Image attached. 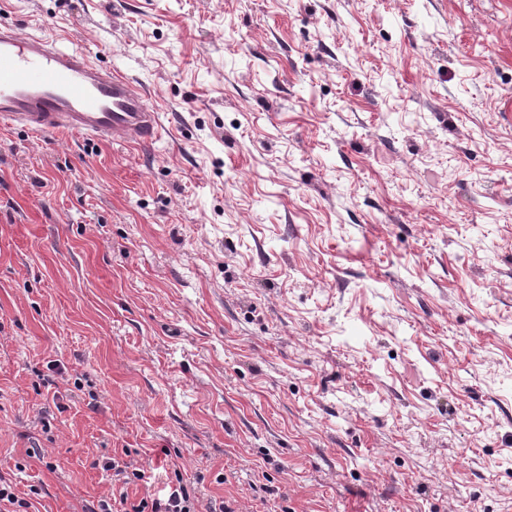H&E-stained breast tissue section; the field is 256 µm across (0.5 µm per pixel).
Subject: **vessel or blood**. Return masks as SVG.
<instances>
[{"label":"vessel or blood","instance_id":"obj_1","mask_svg":"<svg viewBox=\"0 0 512 512\" xmlns=\"http://www.w3.org/2000/svg\"><path fill=\"white\" fill-rule=\"evenodd\" d=\"M0 121L44 135L149 145L160 114L135 80L112 73L89 51L44 33L0 25Z\"/></svg>","mask_w":512,"mask_h":512}]
</instances>
